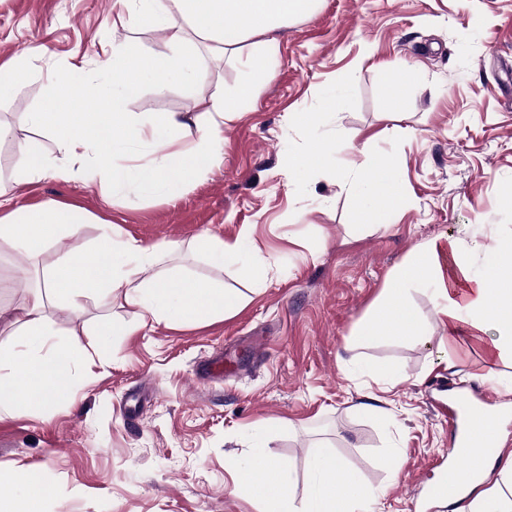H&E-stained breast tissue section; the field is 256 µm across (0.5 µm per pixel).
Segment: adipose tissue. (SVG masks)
<instances>
[{
	"mask_svg": "<svg viewBox=\"0 0 512 512\" xmlns=\"http://www.w3.org/2000/svg\"><path fill=\"white\" fill-rule=\"evenodd\" d=\"M315 0H113L120 18L167 33L166 54L133 55L113 49L101 75L85 65H74L49 77L43 108L32 113V122L57 144L64 156L86 162L84 177L99 184L113 198L123 200L129 188L146 196H171L178 187L194 182L209 171L221 155L226 122L233 120L238 103L253 88L241 87L235 98L203 97L199 88L203 70L191 49L193 40L207 43L225 58L235 57L242 42L252 36L276 32L293 19L311 14ZM158 89L178 87L194 99L201 111L198 140L179 148L178 133L189 114L171 112L147 124L128 106L145 84ZM368 179L359 182L357 196L362 219L380 221L371 200L381 197L388 207H399L403 197L398 174L391 161L365 159ZM91 215L48 202L37 206L0 208V245L39 253L59 235L81 236ZM92 260L61 258L43 269L41 280L18 311L22 339L20 350L0 355V386L18 385L13 397L16 409L41 411L70 398L69 360L48 356L52 333L43 312L45 298L66 301L80 312L84 298L102 292H121L124 301L140 311L142 319L158 324L200 323L233 313L241 295L212 280L190 279L170 270L148 275L149 267L181 251L178 242L167 241L149 248L122 240L111 223L101 225ZM512 252V240L487 252L486 267L475 275L458 257L456 241L422 243L397 268L388 288L375 303L360 332L363 340L399 336L425 342L417 315L407 300V287L437 279L435 300L447 321L448 334L440 348L448 357L449 372H456L462 348H477L485 365L512 353V276L501 272L502 254ZM481 461L484 477L470 481L458 472L463 494L448 497L452 512H512V456L469 448ZM265 459L263 443H256L253 458H230L239 475V490L263 503V512H359L369 489L331 452L318 448L310 457L311 478L303 498H296L279 465H271L272 485L259 490L252 474Z\"/></svg>",
	"mask_w": 512,
	"mask_h": 512,
	"instance_id": "obj_1",
	"label": "adipose tissue"
}]
</instances>
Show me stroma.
<instances>
[{"label": "stroma", "instance_id": "1", "mask_svg": "<svg viewBox=\"0 0 512 512\" xmlns=\"http://www.w3.org/2000/svg\"><path fill=\"white\" fill-rule=\"evenodd\" d=\"M113 0H0V62L29 64L13 95L0 101V195L14 206L54 201L118 226L141 245L179 241L163 260L191 278L223 282L246 304L233 316L201 324L140 325L121 295L84 299L81 313L64 303L45 314L58 354L71 363L69 402L32 414L0 400V470L38 471L42 512H258L235 492L227 456L253 457L264 431L267 459L284 465L297 492L309 480L316 447L335 453L373 494L362 512H444L427 499L436 476L429 462L448 451L452 433L434 407L439 388L468 385L490 392L501 408L500 432L512 451V357L497 361L489 382L463 381L482 362L469 351L449 375L438 344L448 333L430 283L413 284L427 343L357 333L403 260L423 241L455 239L460 257L483 269L485 250L512 239V0H317L311 16L277 31L272 46L252 38L234 59L194 43L205 97H233L253 84L224 128L221 161L164 197L112 201L80 178L16 184L19 142H40L53 166L80 169L28 116L44 104L49 76L70 64L98 69L115 47L166 52L165 33L119 20ZM273 71L256 82L248 58ZM129 109L150 122L195 112L179 89L146 86ZM310 112L308 124L290 121ZM329 146L327 164L305 173L295 159ZM392 161L404 202L383 223L365 222L352 192L364 154ZM100 234L60 236L36 255L0 247V346L18 340L12 321L25 302L26 273L75 253L91 259ZM209 234L246 238L266 269L250 278L243 265L219 267L191 248ZM126 326L96 350L78 353L102 317ZM270 337L254 357L251 339ZM228 364L213 381L199 365L216 352ZM390 366L394 386L371 378ZM377 397L379 412L358 411ZM401 457L392 474L390 461Z\"/></svg>", "mask_w": 512, "mask_h": 512}]
</instances>
